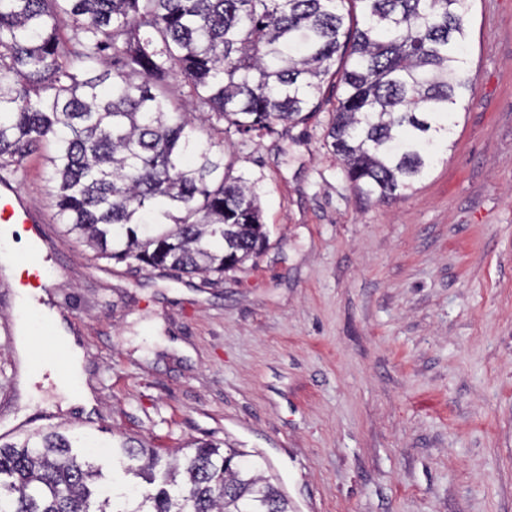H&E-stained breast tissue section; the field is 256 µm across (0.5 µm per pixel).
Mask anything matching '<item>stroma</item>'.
I'll list each match as a JSON object with an SVG mask.
<instances>
[{
    "label": "stroma",
    "mask_w": 512,
    "mask_h": 512,
    "mask_svg": "<svg viewBox=\"0 0 512 512\" xmlns=\"http://www.w3.org/2000/svg\"><path fill=\"white\" fill-rule=\"evenodd\" d=\"M470 99L442 160L387 203L327 137L336 82L284 135L225 145L270 244L211 284L91 260L65 240L40 152L25 192L61 260L55 297L88 404L33 386L0 335V431H85L176 451L262 450L297 512H512V0H472Z\"/></svg>",
    "instance_id": "35a3bbf8"
}]
</instances>
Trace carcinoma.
<instances>
[{
	"mask_svg": "<svg viewBox=\"0 0 512 512\" xmlns=\"http://www.w3.org/2000/svg\"><path fill=\"white\" fill-rule=\"evenodd\" d=\"M471 2L0 0V169L15 175L42 151L54 217L95 260L222 275L270 234L224 139L308 121L332 77L328 138L352 188L366 201L400 197L465 106ZM72 448L55 430L0 442V512H294L227 442L170 460L128 438L112 470L149 488L114 476L109 498L102 468Z\"/></svg>",
	"mask_w": 512,
	"mask_h": 512,
	"instance_id": "obj_1",
	"label": "carcinoma"
}]
</instances>
